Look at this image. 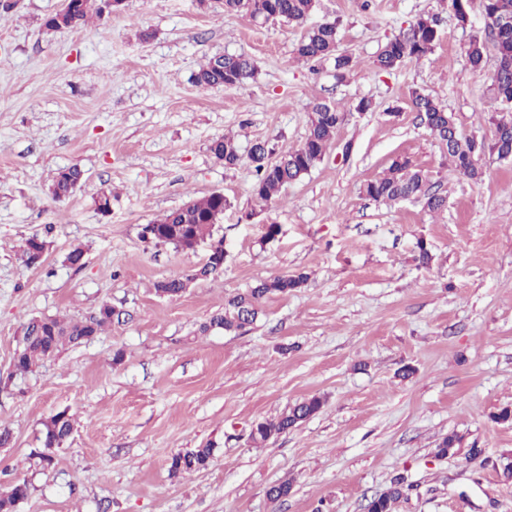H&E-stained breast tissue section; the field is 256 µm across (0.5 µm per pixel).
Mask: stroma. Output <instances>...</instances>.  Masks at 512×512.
Listing matches in <instances>:
<instances>
[{
  "mask_svg": "<svg viewBox=\"0 0 512 512\" xmlns=\"http://www.w3.org/2000/svg\"><path fill=\"white\" fill-rule=\"evenodd\" d=\"M61 3L15 0L0 15V427L12 433L0 490L28 484L17 512H366L399 474L411 489L397 512H512V480L500 476L512 422L493 419L512 407V160L487 154L480 178L458 174L410 103L423 89L464 135L490 139L495 62L475 70L467 59L479 10L463 24L441 0H318L310 23L338 21L353 58L340 81L332 62L297 61L302 31L289 23L124 0L53 32L45 20ZM427 13L441 21L434 51L377 71L386 42ZM222 54L251 57L255 79L195 85ZM363 98L374 108L361 114ZM318 101L347 115L324 160L257 206L252 168H225L211 141L298 147ZM399 157L446 196L442 214L365 196ZM72 167L82 185L54 200V177ZM215 191L230 203L214 229L223 274L159 296L155 282L191 274L205 251L143 242L141 225ZM34 236L46 242L36 267L23 254ZM77 247L75 270L65 258ZM298 273L304 287L264 299L245 330L198 334L225 297ZM104 304L121 317L100 336L15 373L28 319L77 322ZM313 395L318 414L249 441L253 423ZM59 412L74 430L44 467L43 423ZM453 433L456 448L437 457ZM206 444V471L170 477L172 453ZM286 478L291 494L271 503L267 488Z\"/></svg>",
  "mask_w": 512,
  "mask_h": 512,
  "instance_id": "35a3bbf8",
  "label": "stroma"
}]
</instances>
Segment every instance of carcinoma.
<instances>
[{
  "label": "carcinoma",
  "mask_w": 512,
  "mask_h": 512,
  "mask_svg": "<svg viewBox=\"0 0 512 512\" xmlns=\"http://www.w3.org/2000/svg\"><path fill=\"white\" fill-rule=\"evenodd\" d=\"M227 13H245L251 17L269 14L279 22L293 23L303 29L295 48L297 56L307 62L330 60L336 78L342 79L352 66V58L339 52V26L336 21L307 25L316 7V0H220ZM485 36H474L469 42L467 57L474 69L483 67L487 49L494 51L496 67L491 91L501 104V117H489L495 132L488 142L457 132L456 123L447 108L420 89L410 91V99L421 123L442 144L448 146V161L455 171L475 179L480 176L476 159L481 151L497 156L512 155V0H480ZM103 17L97 0H64L63 7L49 16L45 26L63 22V29L74 30L85 25L92 17ZM440 39L439 19L435 14L422 15L409 30L389 40L377 55L374 64L380 72H390L412 59L424 57L434 50ZM257 67L245 55L225 54L210 58L194 75L199 87H239L255 79ZM345 121V113L326 103H316L308 116V132L303 143L295 149L277 151L267 140L251 144L248 160L255 171L252 193L257 202L268 205L275 202L281 189L299 180L322 161L331 146L337 129ZM214 158L224 167L233 168L241 160L237 141L232 136L216 138L210 144ZM83 173L77 168L59 171L52 184V196L57 201L69 198L80 185ZM365 194L380 203L392 204L406 197L424 200L425 207L433 213L447 208V198L426 188L425 176L414 169L407 159H396L387 172L364 185ZM227 200L222 192L193 198L179 208L168 211L149 224L154 231L152 243L179 249L187 237L223 245V239L214 236V227L224 216ZM224 266L209 261L185 278H172L157 282L156 292L178 296L189 282L204 280L222 274ZM306 276L278 275L258 281L243 293H237L224 302V311L218 312L200 326L206 333L210 329L237 332L253 324L259 315L261 301L271 294L286 295L305 284ZM113 311L98 309L89 318L75 323H64L53 317L28 320L23 326L22 346L14 356V366L26 374L41 362L52 358L66 345H80L85 341V331L101 334L112 324ZM324 400L320 396L305 398L288 407L272 420L260 421L256 433L250 435L255 444L268 442L298 427L303 421L318 414ZM73 431L70 415L61 412L44 422L43 445L50 450L64 444ZM213 448H187L173 453L169 458L168 472L174 478L207 469L212 461ZM409 485L403 477L395 478L380 495L370 498L366 512H396L398 503L407 495ZM292 491V483L285 479L269 486L266 497L277 503ZM27 483H15L0 493V509L9 510L13 502L28 496Z\"/></svg>",
  "instance_id": "cac0c4a2"
}]
</instances>
